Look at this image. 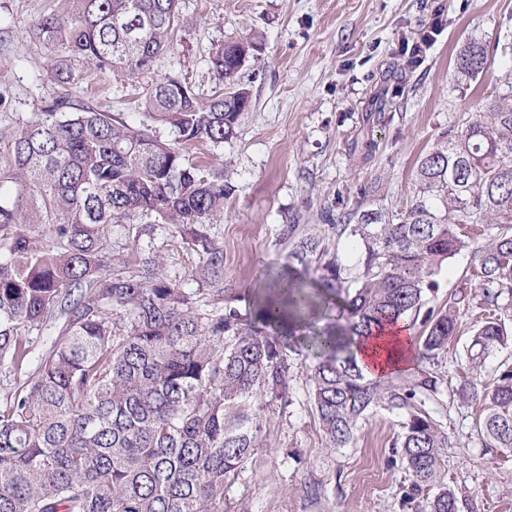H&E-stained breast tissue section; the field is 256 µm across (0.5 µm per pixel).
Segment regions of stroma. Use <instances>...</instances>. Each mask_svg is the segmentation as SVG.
Here are the masks:
<instances>
[{"mask_svg": "<svg viewBox=\"0 0 512 512\" xmlns=\"http://www.w3.org/2000/svg\"><path fill=\"white\" fill-rule=\"evenodd\" d=\"M56 5L0 0V134L63 93L137 120V92L121 78L107 76L93 90L81 80L64 87L49 80L50 54L32 30ZM180 19L176 49L158 56L152 74L187 79L203 100L215 86L213 44L251 33L263 44L260 61L240 73L252 106L237 138L199 152L223 164L237 187L211 232L224 244L227 278L243 294L264 269L319 282L318 263L301 266L290 256L281 235L290 215L319 230L323 207L335 201L349 210L395 208L412 196L417 162L441 132L475 119L479 100L512 104L505 79L512 0H181ZM427 30L432 44L410 64V48ZM470 42L487 47L488 65L462 80L457 59ZM472 264L467 252L450 259L425 309L454 293L474 295ZM471 335L464 309L440 362L447 479L472 497L476 512H512V449L486 446L475 429L477 406L455 394ZM290 358L293 402L271 407L263 447L224 489V512H426L425 500L407 501L411 477L391 454L400 415L374 413L361 421L354 446L328 447L309 398L313 358L298 346Z\"/></svg>", "mask_w": 512, "mask_h": 512, "instance_id": "stroma-1", "label": "stroma"}]
</instances>
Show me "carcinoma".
Listing matches in <instances>:
<instances>
[{
	"mask_svg": "<svg viewBox=\"0 0 512 512\" xmlns=\"http://www.w3.org/2000/svg\"><path fill=\"white\" fill-rule=\"evenodd\" d=\"M35 35L52 54L48 78L64 87L77 61L94 74L138 79L175 48L179 0H58ZM254 34L212 47L218 87L207 101L179 77L138 86L141 119L129 122L63 94L0 140V512H224V488L262 443L265 411L291 403L293 362L279 333L345 296L346 324L313 337L320 361L310 397L333 448H348L359 422L383 410L403 416L392 443L424 493L427 512H475L448 485V433L436 417L445 378L439 360L463 307L480 310L466 349L464 402L481 404L475 427L488 445L512 448V367L492 386L486 360L512 341L497 314L512 293V106L493 100L478 117L441 133L419 160L415 192L394 211L321 212L326 229L300 233L289 216L291 256L321 264V288L271 279L241 312L224 276V244L210 233L235 192L224 168L190 158L238 133L251 108L238 80L258 60ZM457 63L473 79L488 61L475 42ZM166 126L174 137L154 135ZM171 227L172 247L197 257L191 281L144 251L152 224ZM495 230L478 242L479 230ZM351 236L356 270L326 243ZM473 254L480 295H452L418 320L436 276ZM49 320L58 338L29 370L30 335ZM398 321L421 323L417 371L373 381L355 340Z\"/></svg>",
	"mask_w": 512,
	"mask_h": 512,
	"instance_id": "1",
	"label": "carcinoma"
}]
</instances>
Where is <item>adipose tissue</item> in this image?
Masks as SVG:
<instances>
[{
    "mask_svg": "<svg viewBox=\"0 0 512 512\" xmlns=\"http://www.w3.org/2000/svg\"><path fill=\"white\" fill-rule=\"evenodd\" d=\"M413 358L411 332L400 322L379 331L357 352L359 365L366 376L373 380H383L408 370Z\"/></svg>",
    "mask_w": 512,
    "mask_h": 512,
    "instance_id": "ef3b65f1",
    "label": "adipose tissue"
}]
</instances>
